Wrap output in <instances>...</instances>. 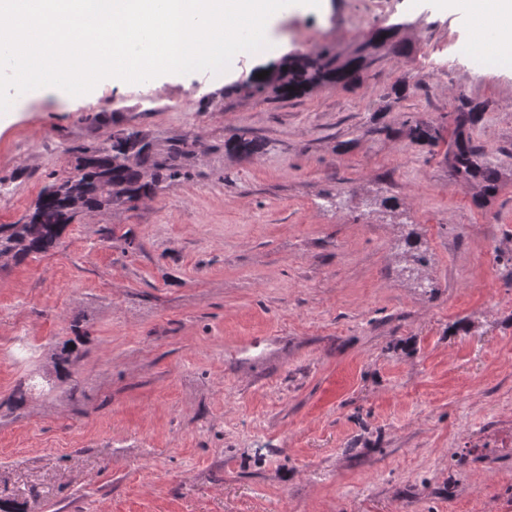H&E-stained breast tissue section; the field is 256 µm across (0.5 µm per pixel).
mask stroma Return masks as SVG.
<instances>
[{
    "label": "stroma",
    "mask_w": 512,
    "mask_h": 512,
    "mask_svg": "<svg viewBox=\"0 0 512 512\" xmlns=\"http://www.w3.org/2000/svg\"><path fill=\"white\" fill-rule=\"evenodd\" d=\"M329 0L284 12L235 78L167 74L72 97H15L0 126V224L31 214L116 130L182 177L79 212L59 245L0 261V499L22 512H512V69L468 48L440 0ZM403 23L349 87L248 95L295 51L344 50ZM402 94H395L396 86ZM501 172L478 201L447 142ZM386 126L390 135L379 134ZM236 134L249 154L227 150ZM396 197L399 209L380 200ZM429 262L417 287L397 240ZM69 375L54 357L66 342ZM480 112L477 105L461 98L455 117L457 133L448 145V160L456 176L473 182L479 188L481 197H489L498 190L499 170L486 157L483 149L475 145L470 137L464 136L462 131L467 125H474L480 119ZM410 137L417 143L435 144L442 138V127L431 122L415 120L410 127Z\"/></svg>",
    "instance_id": "obj_1"
}]
</instances>
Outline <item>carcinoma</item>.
<instances>
[{"label":"carcinoma","mask_w":512,"mask_h":512,"mask_svg":"<svg viewBox=\"0 0 512 512\" xmlns=\"http://www.w3.org/2000/svg\"><path fill=\"white\" fill-rule=\"evenodd\" d=\"M396 29V25L377 29L345 58L326 49L292 57L285 66L268 72L263 79L251 78L244 87L252 95L289 98L318 86H348L359 78L377 49L388 46L396 54L407 53V47L394 40ZM479 119V107L460 100L455 117L457 133L448 145V160L456 176L473 182L480 196L489 197L498 190L499 170L483 149L463 134L465 127ZM410 137L417 143L435 144L442 138V127L416 120L410 127ZM184 155L185 150L175 145L160 157L139 133L116 132L110 147L77 167L76 174L45 190L25 222L0 224V256L22 261L54 249L80 210L132 202L154 193L162 183H173L179 177Z\"/></svg>","instance_id":"1"}]
</instances>
